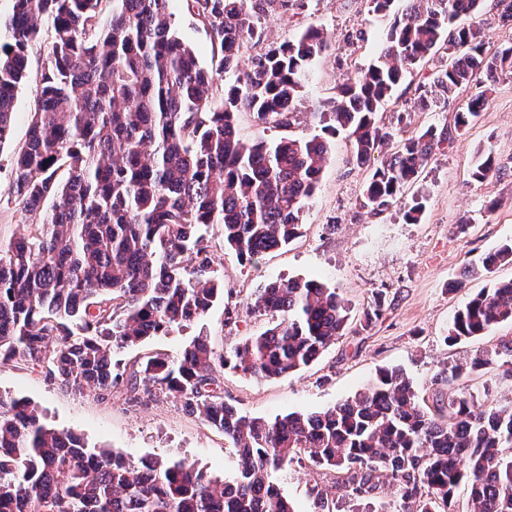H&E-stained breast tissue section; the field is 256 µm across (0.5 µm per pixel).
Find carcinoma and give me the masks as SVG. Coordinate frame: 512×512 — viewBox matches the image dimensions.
Instances as JSON below:
<instances>
[{
    "label": "carcinoma",
    "mask_w": 512,
    "mask_h": 512,
    "mask_svg": "<svg viewBox=\"0 0 512 512\" xmlns=\"http://www.w3.org/2000/svg\"><path fill=\"white\" fill-rule=\"evenodd\" d=\"M208 25L218 66L203 67L179 37L169 0H13L0 24V143L15 120L16 90L29 48L52 31L27 139L11 161L15 192L29 212L53 199L28 233L0 247V358L46 365L66 386L110 393L143 384L179 400L236 448L230 482L184 460H131L88 448L80 435L47 425L38 406L0 396V512H300L274 474L305 458L336 473L313 487L312 512H512V404L494 402L495 385L474 395L464 373L493 369L512 378V339L434 380L420 400L399 368L324 411L274 420L224 403L229 366L262 380L311 366L348 328L336 289L318 279L275 280L247 303L276 318L224 355L203 337L174 356H148L124 379L114 354L202 316L224 297V282L203 246L220 231L242 261L301 234L330 153L344 134L359 165L372 167L359 206L381 215L397 205L434 151L464 132L487 101L486 88L512 73V42L490 53L475 21L484 0H401V17L381 52L338 96L321 103V133L245 140L239 115L290 128L312 62L328 49L310 25L286 43L263 41L261 19L292 18L306 0H190ZM112 16L102 19L103 5ZM444 51L448 65L418 83L424 108L477 83L453 128L395 131L378 114L406 74ZM234 74L223 87L215 75ZM391 149L381 159L375 152ZM492 156L472 170L495 174ZM512 263V240L465 274ZM385 310L376 293L360 320L365 331ZM512 322V280L495 282L454 315L445 340L482 336Z\"/></svg>",
    "instance_id": "cac0c4a2"
}]
</instances>
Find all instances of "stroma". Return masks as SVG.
<instances>
[{"label":"stroma","instance_id":"obj_1","mask_svg":"<svg viewBox=\"0 0 512 512\" xmlns=\"http://www.w3.org/2000/svg\"><path fill=\"white\" fill-rule=\"evenodd\" d=\"M170 10L180 36L196 49L202 65L211 67L207 25L189 9L187 0H171ZM262 25L272 42L295 39L314 25L323 29L331 45L314 61L299 119L288 131L304 137L320 128L314 115L318 103L334 97L376 58L389 21L373 14L368 0H307L305 10L293 20L273 15ZM356 31L362 33V41L348 43L347 35ZM50 42V35H43L28 52L27 75L16 94L13 131L0 143V242L27 234L30 224L39 219L23 208L12 190L11 158L26 140ZM417 83V77H410L396 89L378 115L380 123L391 124L406 110L413 131L452 125L467 93L425 110L416 102ZM488 154L494 158L496 174L473 181V164ZM369 173L368 167L357 165L347 142L336 139L319 188L305 207L302 236L256 262L240 261L225 250L220 234L208 233L206 241L231 297L215 302L191 324L118 353L123 368L135 369L138 360L148 355H174L199 336L207 337L215 350L232 351L268 327L271 319L247 316L232 329L225 324L226 306L245 307L259 288L274 279H322L344 299L349 327L315 364L292 376L258 381L225 369V402L252 416L272 419L325 410L370 383L379 368L392 366L402 368L419 397L428 399L438 371L465 364L512 337V323L505 322L487 335L457 344L444 340L455 311L468 298L491 281L512 279V265L507 264L497 266L489 278L462 276L472 260L512 240V73L495 84L477 122L434 155L418 180L405 188L398 207L379 216L360 208ZM421 196L426 199L421 221L406 222L404 210ZM459 278L464 279V288L449 291V282ZM379 290L387 294V309L370 329H361L363 312ZM0 394L38 405L49 424L75 431L92 448L105 446L134 460L184 459L224 482L232 480L237 470L236 450L223 433L162 393L140 390L132 400L122 392L78 393L49 379L44 368L0 360ZM276 480L281 493L301 512H308L311 488L333 486L336 475L298 464L278 473Z\"/></svg>","mask_w":512,"mask_h":512}]
</instances>
